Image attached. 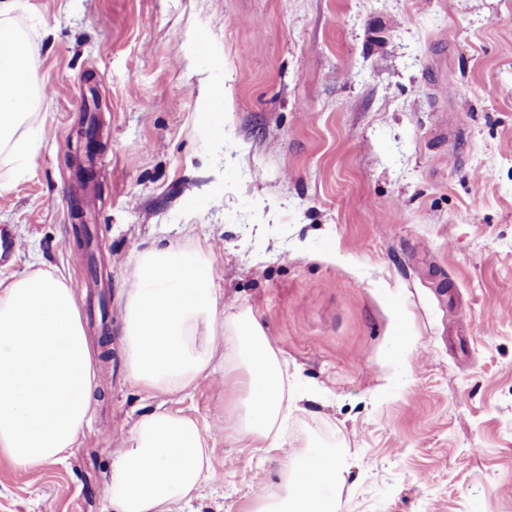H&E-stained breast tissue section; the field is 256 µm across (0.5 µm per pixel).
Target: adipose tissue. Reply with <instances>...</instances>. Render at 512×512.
I'll list each match as a JSON object with an SVG mask.
<instances>
[{
    "instance_id": "1",
    "label": "adipose tissue",
    "mask_w": 512,
    "mask_h": 512,
    "mask_svg": "<svg viewBox=\"0 0 512 512\" xmlns=\"http://www.w3.org/2000/svg\"><path fill=\"white\" fill-rule=\"evenodd\" d=\"M15 0H0V149L25 172L34 139L17 138L34 101L28 44L10 22ZM208 255L172 243L136 254L124 303L129 382L168 399L221 374L241 386V411L224 433L250 448H282L288 374L251 309L220 316ZM93 365L73 288L35 270L0 280V454L35 469L75 444L89 419ZM345 465L329 448L286 457L283 490L259 512H337ZM212 449L197 421L155 409L134 423L112 456L108 494L115 512H171L211 478Z\"/></svg>"
}]
</instances>
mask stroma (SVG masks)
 <instances>
[{
  "mask_svg": "<svg viewBox=\"0 0 512 512\" xmlns=\"http://www.w3.org/2000/svg\"><path fill=\"white\" fill-rule=\"evenodd\" d=\"M11 21L39 91L17 135L39 149L20 178L0 151V278L41 268L84 299L81 205L108 319L85 329L88 424L38 469L0 456V512H113L112 453L157 404L127 380L124 290L171 241L210 254L296 392L267 454L225 438L242 391L220 376L171 402L214 449L185 512H255L306 445L344 460L340 512H512V0H20Z\"/></svg>",
  "mask_w": 512,
  "mask_h": 512,
  "instance_id": "1",
  "label": "stroma"
}]
</instances>
